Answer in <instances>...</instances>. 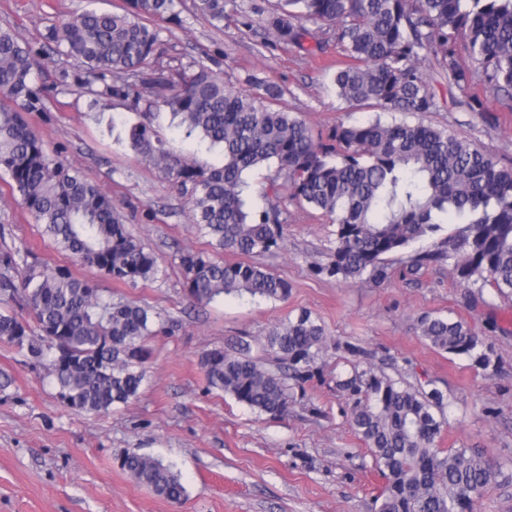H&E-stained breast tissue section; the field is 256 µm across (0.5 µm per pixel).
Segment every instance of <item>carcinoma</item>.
<instances>
[{"label": "carcinoma", "instance_id": "1", "mask_svg": "<svg viewBox=\"0 0 512 512\" xmlns=\"http://www.w3.org/2000/svg\"><path fill=\"white\" fill-rule=\"evenodd\" d=\"M181 0H126L119 12L86 7L46 29L37 45L0 27V172L21 208L42 228L56 250L102 271L118 283L158 278L157 257L127 230L112 197L88 182L59 154H51L25 114L40 112L44 88L37 57L64 55L77 65L74 80L93 90L90 108L105 111L114 99L140 112L127 124L130 147L152 164L190 207L198 234L212 246L241 257L215 260L203 252L180 254L184 294L192 305L221 296L288 298V281L247 258L281 248L287 226L282 209L269 203L246 207V175L273 171L272 196L302 201L336 224L324 270L345 281H384L386 257L454 228L432 248L408 257L406 272L454 261L472 285L512 293V167H504L446 129L422 122L336 124L324 137L275 107L283 90L254 81L260 92L239 90L208 66L191 61L162 68L160 29L151 18L181 23ZM196 12L216 26L236 14L248 26L263 17L270 41L323 53L341 47L348 62L336 71L337 97L371 103L383 112H437L441 100L423 64L444 79L456 103L486 111L474 92L512 91V0H276L271 11L244 0H194ZM465 40L472 69L460 63L457 38ZM156 91V108L178 119L189 154L169 149L154 113L139 111L141 91ZM215 152L217 164L200 160ZM29 247L0 253V339L27 350L32 362L48 363L64 405L77 412H105L137 398L152 357L155 316L142 305L114 301L92 281L64 265L28 263ZM419 336L446 353L464 355L483 371H496L492 347L463 321L424 315ZM332 343L303 311L271 326L263 345L280 366L250 356V344L231 352L209 350L201 368L210 388L256 413L284 417L292 402L288 379L309 380ZM361 396L352 425L384 479L375 512H473L492 483L496 463L476 448L436 447L444 420V395L414 389L371 369L338 381ZM121 469L167 502L181 503L187 490L178 472L161 460L124 453Z\"/></svg>", "mask_w": 512, "mask_h": 512}]
</instances>
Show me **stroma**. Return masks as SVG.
Here are the masks:
<instances>
[{
  "label": "stroma",
  "mask_w": 512,
  "mask_h": 512,
  "mask_svg": "<svg viewBox=\"0 0 512 512\" xmlns=\"http://www.w3.org/2000/svg\"><path fill=\"white\" fill-rule=\"evenodd\" d=\"M93 4L117 11L122 0H0V26L38 41L68 13ZM182 25L157 20L164 40L161 66L204 61L225 82L250 90V77L278 85L283 109L323 135L337 122L375 116L368 106L339 100L330 76L345 57L336 46L306 54L262 48L261 28L228 17L223 28L181 2ZM66 57L41 56L39 77L50 93L45 109L27 116L48 150H64L68 162L119 204L129 231L159 258L156 280L123 284L96 268L71 261L43 239L0 177V252L30 244L37 261L69 266L76 278L98 283L113 300L149 305L170 332L151 342L153 354L137 399L100 414L69 410L57 397L45 367L26 351L0 340V512H172L168 502L120 469L116 455L134 450L173 466L187 488L181 512H373L383 480L365 444L350 425L353 399L336 385L353 368H373L404 384L438 389L448 424L437 447L477 448L499 462L496 479L477 512H512V295L484 287L473 294L454 263L406 274L399 257L387 259L389 279L379 287L346 282L323 272L335 226L321 211L282 198L288 237L261 264L287 279L285 301L227 297L191 307L183 292L182 251H209L190 222L186 199L157 170L109 133L111 116L138 119L125 102L105 112L89 108L86 89L60 83L72 70ZM431 83L443 101L424 123L448 128L512 164V106L503 96L482 94L486 109L471 112L452 101L446 82ZM310 312L336 344L319 372L293 390L287 416L260 415L230 396L207 392L199 361L216 347L251 345L260 363H272L260 340L276 322ZM432 314L475 327L499 360L498 372L474 368L468 358L430 346L417 320ZM364 354L352 356L349 346Z\"/></svg>",
  "instance_id": "stroma-1"
}]
</instances>
